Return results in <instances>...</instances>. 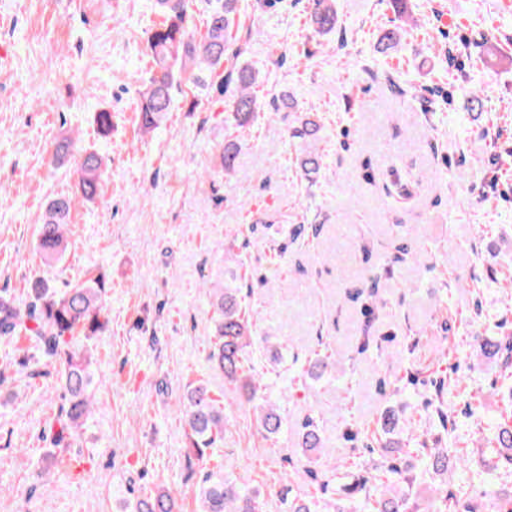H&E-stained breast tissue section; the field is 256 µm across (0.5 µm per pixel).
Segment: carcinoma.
<instances>
[{"instance_id":"obj_1","label":"carcinoma","mask_w":512,"mask_h":512,"mask_svg":"<svg viewBox=\"0 0 512 512\" xmlns=\"http://www.w3.org/2000/svg\"><path fill=\"white\" fill-rule=\"evenodd\" d=\"M206 17V33L198 39L191 29L190 0H153L154 9L163 17L160 24L148 36L147 48L152 66L143 81L137 121L142 133L150 134L165 126L172 111L175 94L182 86L215 88L219 95L229 92L224 100L225 121L238 129L253 123L262 109L269 112H298L299 102L294 92L284 88L263 104L256 93L260 85L258 71L240 66L220 75V82L211 78L224 69L229 55L243 53L237 44L234 29L239 16L240 0H198ZM308 23L315 35L327 36L336 31L338 16L335 0H308ZM322 125L319 117L306 112L299 125L291 132L300 141L297 164L304 176L316 181L324 168V155L318 143ZM239 144L227 140L218 149L217 164L206 169L210 176H230L236 170ZM78 190L85 201L94 200L104 178L102 159L95 151L80 154L77 161ZM75 198H52L37 227L36 249L42 263L55 267L67 251V224L70 223ZM106 277L98 270L84 282L57 289L54 280L37 276L27 287L24 297L17 298L0 293V337L24 338L34 345L40 356L49 362L60 361L59 386L63 403L50 424L52 450L45 457L47 468L58 466V452L68 450L81 436L94 401L93 361L85 344L101 335L106 329L102 296ZM208 313L213 325V336L208 359L213 369L224 376V381L236 385L254 410L260 430L267 439H275L284 431L286 419L281 408L272 400L267 385L263 383L264 369L257 366L253 353L257 341L269 342L267 336H257L255 315L246 310L242 288L228 284L212 288L208 292ZM289 347L283 342L269 346L271 360L283 371L292 372L291 381L299 382L305 376L321 378L328 370V357L321 353L300 362L297 355H288ZM486 357L512 351V338H486L481 343ZM291 364H286V358ZM459 384L457 378L435 380L434 395L429 401L442 424L448 423L442 401L448 386ZM180 412L188 428L189 448L203 464L197 487L198 512H264V493L260 489L244 491L230 477L208 468L214 450L224 441V408L204 382L184 387L178 399ZM412 427L393 410L386 411L368 433L366 447L377 455L374 470L390 476L391 494L376 497L370 494V472L357 476L338 465L324 476L322 493H331V499L301 496L281 497V512H321V506L329 505L336 512V502L364 493L359 503L360 512H408L409 493L416 481V474L399 465L398 457L409 452L413 437L399 438V434L411 432ZM297 444L313 461H318L322 444L319 427L314 417L304 422L297 434ZM425 471L435 474L448 472L450 448H427L425 442L416 441ZM497 470L512 465V425L504 422L490 442ZM439 512H475V508L463 504L455 494L446 495ZM125 512H178L176 499L161 486L154 492L125 502Z\"/></svg>"}]
</instances>
